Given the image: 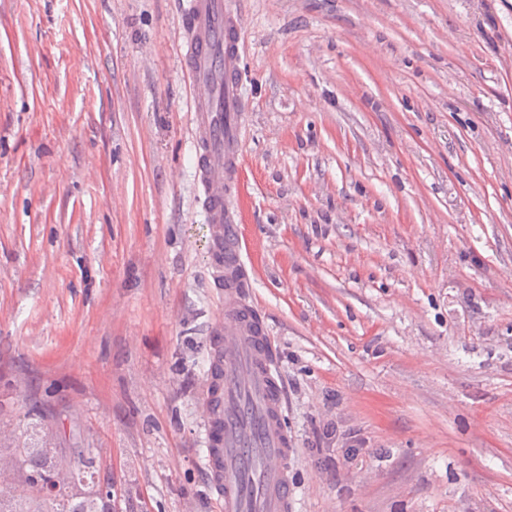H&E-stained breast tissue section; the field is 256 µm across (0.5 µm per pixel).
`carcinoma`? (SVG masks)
Masks as SVG:
<instances>
[{"label":"carcinoma","mask_w":512,"mask_h":512,"mask_svg":"<svg viewBox=\"0 0 512 512\" xmlns=\"http://www.w3.org/2000/svg\"><path fill=\"white\" fill-rule=\"evenodd\" d=\"M16 463L25 466L23 489L0 480V512H36L35 503H49L53 512H108L110 483L100 478L93 449L16 448L0 470ZM63 470L72 481L59 485Z\"/></svg>","instance_id":"carcinoma-1"}]
</instances>
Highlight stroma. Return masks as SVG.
<instances>
[{"mask_svg": "<svg viewBox=\"0 0 512 512\" xmlns=\"http://www.w3.org/2000/svg\"><path fill=\"white\" fill-rule=\"evenodd\" d=\"M182 2L0 0V449L112 512H220ZM239 2L295 512H512V0ZM53 449L14 448L11 461L0 458V471L13 463L26 468L22 490L0 480V512H39L38 505L45 503L55 512H108L110 483L105 478L101 481L93 449L55 448L54 454ZM63 470L70 472L72 481L57 485ZM57 481L67 482L68 476L61 475ZM79 485L88 486L96 498L87 496L88 490Z\"/></svg>", "mask_w": 512, "mask_h": 512, "instance_id": "1", "label": "stroma"}]
</instances>
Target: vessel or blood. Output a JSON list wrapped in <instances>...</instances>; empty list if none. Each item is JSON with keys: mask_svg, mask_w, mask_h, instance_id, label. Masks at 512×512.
I'll list each match as a JSON object with an SVG mask.
<instances>
[{"mask_svg": "<svg viewBox=\"0 0 512 512\" xmlns=\"http://www.w3.org/2000/svg\"><path fill=\"white\" fill-rule=\"evenodd\" d=\"M181 22L188 34L181 65L197 89V198L212 286L224 301V314L209 335L216 372L208 377L203 403L206 467L222 512H292L293 439L276 351L251 299L239 226L248 106L239 76L242 14L238 0H186Z\"/></svg>", "mask_w": 512, "mask_h": 512, "instance_id": "vessel-or-blood-1", "label": "vessel or blood"}]
</instances>
